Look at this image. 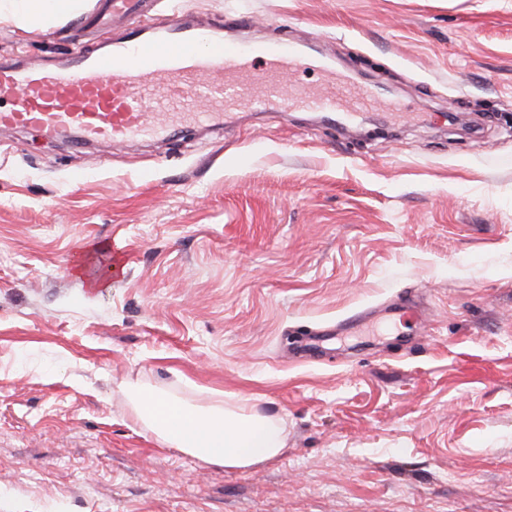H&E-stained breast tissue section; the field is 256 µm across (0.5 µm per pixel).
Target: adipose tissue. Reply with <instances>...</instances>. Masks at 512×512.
Here are the masks:
<instances>
[{"label": "adipose tissue", "mask_w": 512, "mask_h": 512, "mask_svg": "<svg viewBox=\"0 0 512 512\" xmlns=\"http://www.w3.org/2000/svg\"><path fill=\"white\" fill-rule=\"evenodd\" d=\"M131 404L142 421L166 447L227 469H244L279 456L286 446L278 417L258 404L196 407L141 387Z\"/></svg>", "instance_id": "ef3b65f1"}]
</instances>
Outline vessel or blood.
<instances>
[{
    "instance_id": "b4317fda",
    "label": "vessel or blood",
    "mask_w": 512,
    "mask_h": 512,
    "mask_svg": "<svg viewBox=\"0 0 512 512\" xmlns=\"http://www.w3.org/2000/svg\"><path fill=\"white\" fill-rule=\"evenodd\" d=\"M96 25L125 24L106 52L87 46L62 68L0 63V126L33 127L77 142L121 143L171 134L176 122L220 127L229 112L297 107L349 119L365 98L329 84L295 93L298 46L266 42L242 47L214 40L171 13L156 19L148 0H104Z\"/></svg>"
}]
</instances>
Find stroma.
Listing matches in <instances>:
<instances>
[{"mask_svg":"<svg viewBox=\"0 0 512 512\" xmlns=\"http://www.w3.org/2000/svg\"><path fill=\"white\" fill-rule=\"evenodd\" d=\"M96 5L4 17L0 58L67 63ZM172 8L300 43L297 88L375 108L126 146L0 128V512H512V0ZM136 386L258 404L287 446L206 464Z\"/></svg>","mask_w":512,"mask_h":512,"instance_id":"1","label":"stroma"}]
</instances>
